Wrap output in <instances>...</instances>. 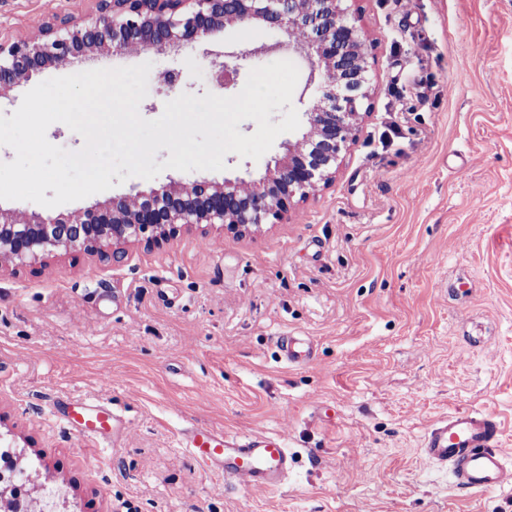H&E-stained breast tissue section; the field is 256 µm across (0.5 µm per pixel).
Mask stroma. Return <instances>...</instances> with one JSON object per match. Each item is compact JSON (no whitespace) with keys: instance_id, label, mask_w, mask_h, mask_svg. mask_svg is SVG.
Wrapping results in <instances>:
<instances>
[{"instance_id":"35a3bbf8","label":"stroma","mask_w":512,"mask_h":512,"mask_svg":"<svg viewBox=\"0 0 512 512\" xmlns=\"http://www.w3.org/2000/svg\"><path fill=\"white\" fill-rule=\"evenodd\" d=\"M372 114L336 182L246 237L200 226L120 263L72 251L0 272V429L78 512H512V486L469 495L423 448L448 413L500 423L512 462V0H359ZM91 0H0V39ZM151 63L140 115L217 93L199 54ZM168 169L156 181L263 173ZM310 342L291 364L275 341ZM206 396H199L200 385ZM94 396L110 437L55 401ZM282 435L284 486L245 488L181 444L190 427Z\"/></svg>"}]
</instances>
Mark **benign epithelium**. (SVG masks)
Listing matches in <instances>:
<instances>
[{"instance_id":"1","label":"benign epithelium","mask_w":512,"mask_h":512,"mask_svg":"<svg viewBox=\"0 0 512 512\" xmlns=\"http://www.w3.org/2000/svg\"><path fill=\"white\" fill-rule=\"evenodd\" d=\"M355 0H95V14L55 17L38 32L0 43V95L49 67L90 60L99 54L193 49L222 30L259 25L282 32L281 46L299 52L309 73L298 102L307 127L264 173L222 182L170 180L147 191L117 195L106 203L54 217L0 209V268L45 265L72 250L124 257L122 246L159 244L183 229L205 224L237 236L289 218L300 205L330 187L346 153L370 116L375 85L373 42ZM269 51L265 46L214 52L213 78L226 90L237 85L241 62ZM41 480L13 471L0 498L11 494L21 512L20 491Z\"/></svg>"}]
</instances>
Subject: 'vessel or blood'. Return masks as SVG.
Masks as SVG:
<instances>
[{
  "instance_id": "b4317fda",
  "label": "vessel or blood",
  "mask_w": 512,
  "mask_h": 512,
  "mask_svg": "<svg viewBox=\"0 0 512 512\" xmlns=\"http://www.w3.org/2000/svg\"><path fill=\"white\" fill-rule=\"evenodd\" d=\"M277 344L289 363L301 364L311 358L310 345L298 337L282 336ZM499 436L500 424L492 415L458 410L430 429L424 451L433 462L450 468L456 488L494 491L512 485V465L496 446ZM182 444L201 464L220 469L225 478L245 488L280 487L291 466L281 436L239 437L193 427L184 432Z\"/></svg>"
}]
</instances>
